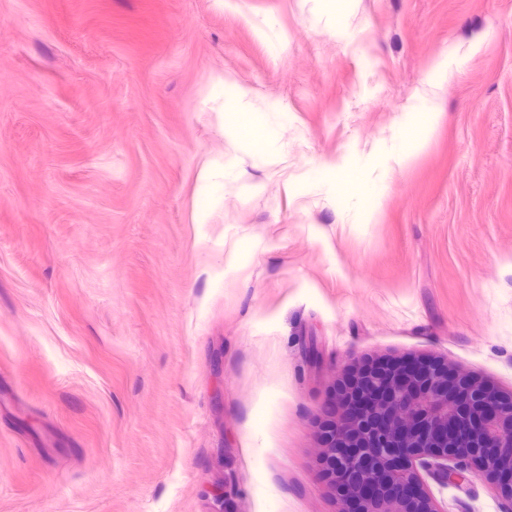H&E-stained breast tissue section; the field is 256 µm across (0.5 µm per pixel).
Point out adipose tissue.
Wrapping results in <instances>:
<instances>
[{
  "mask_svg": "<svg viewBox=\"0 0 512 512\" xmlns=\"http://www.w3.org/2000/svg\"><path fill=\"white\" fill-rule=\"evenodd\" d=\"M245 96V91L237 84L218 75L213 78L203 104L216 112L224 134L228 135L241 151L266 156L277 155L282 143L271 117L282 112V105L274 102L264 109L256 110L245 105ZM441 118V113L431 105L425 108L420 122L417 123L413 122L411 113H404L402 124L411 128L412 133L407 144L388 150L389 170L406 167L424 151Z\"/></svg>",
  "mask_w": 512,
  "mask_h": 512,
  "instance_id": "1",
  "label": "adipose tissue"
}]
</instances>
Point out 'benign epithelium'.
<instances>
[{
    "label": "benign epithelium",
    "mask_w": 512,
    "mask_h": 512,
    "mask_svg": "<svg viewBox=\"0 0 512 512\" xmlns=\"http://www.w3.org/2000/svg\"><path fill=\"white\" fill-rule=\"evenodd\" d=\"M412 361L423 373L388 357L349 369L346 399L322 421L318 462L343 512H444L427 476L457 486L485 477L512 512V394L440 359ZM450 426L463 438L448 437ZM368 483L377 488L372 497L361 494Z\"/></svg>",
    "instance_id": "1"
}]
</instances>
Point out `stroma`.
<instances>
[{"label": "stroma", "instance_id": "stroma-1", "mask_svg": "<svg viewBox=\"0 0 512 512\" xmlns=\"http://www.w3.org/2000/svg\"><path fill=\"white\" fill-rule=\"evenodd\" d=\"M218 74L286 105L280 157L202 110ZM428 90L429 147L383 175ZM334 157L385 179L373 223ZM406 356L512 392V0H0V512H341L319 422ZM318 177L327 186H349L353 181V168L344 161L332 159L320 165ZM200 179L202 182V195L195 210L196 223L205 224L209 217V208L224 195V182L214 179L208 171L203 168Z\"/></svg>", "mask_w": 512, "mask_h": 512}]
</instances>
